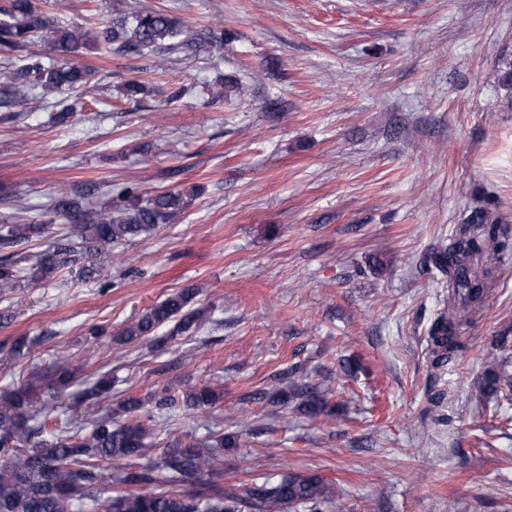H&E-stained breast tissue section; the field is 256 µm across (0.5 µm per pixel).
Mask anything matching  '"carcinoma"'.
Returning <instances> with one entry per match:
<instances>
[{"label": "carcinoma", "instance_id": "1", "mask_svg": "<svg viewBox=\"0 0 512 512\" xmlns=\"http://www.w3.org/2000/svg\"><path fill=\"white\" fill-rule=\"evenodd\" d=\"M44 42L55 52L49 61L34 49ZM90 44L108 53L189 55L200 47V38L160 11L118 12L100 28L61 24L39 11L33 0H0V54L8 66L0 72V94L6 97L38 91L42 95L75 91L90 80V72L75 65L71 56ZM193 192L171 190L148 197L136 185L117 192L108 209L93 211L87 203L59 192L49 211L72 225L81 239L75 247L63 235L49 241L46 249L26 254L14 247L33 237L49 235L52 221L40 224H5L0 227V249L13 252L0 258V292H11L21 279L37 284L60 269L71 277L95 280L100 257L113 247L146 235L167 224L192 202ZM505 233L488 210L475 213L471 224L435 252L430 262L448 277V297L443 311L429 330L432 367L442 369L462 352L459 328L467 316L483 311L495 279L493 267L485 263L490 254L507 247ZM200 289L185 286L170 294L121 332V341L148 338L171 324L172 332H188L204 321L207 310L192 304ZM33 340L18 336L10 344L8 357L27 355ZM499 354L485 362L479 382L480 395L488 400L512 396V326L493 337ZM298 376L288 391L273 390L258 395L272 406L293 404L304 416L331 419L336 405L318 384ZM75 371L47 373V390L28 383L0 391V512H325L335 501V491L317 474L282 476L247 487L241 494L224 492V449L236 448L238 437L219 434L204 448L193 442H166L156 428L157 415L178 407L205 413L215 408L220 395L201 385L176 397L163 389L140 398L130 394L111 412L87 422L77 420L79 405L97 401L112 390V377L103 375L73 394L69 388ZM68 415L70 429L59 431L30 448L24 444ZM115 465L106 477L104 463ZM196 481L192 490L174 486Z\"/></svg>", "mask_w": 512, "mask_h": 512}]
</instances>
